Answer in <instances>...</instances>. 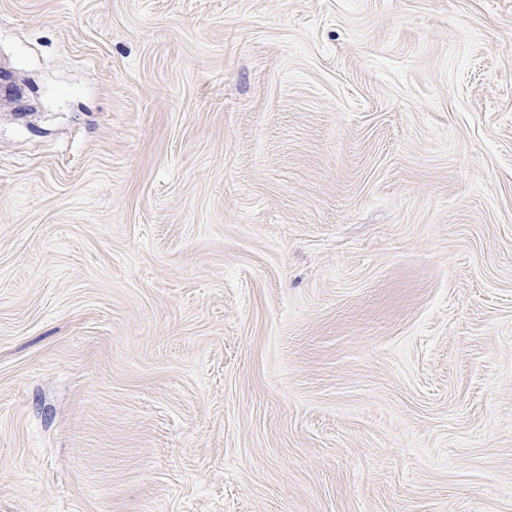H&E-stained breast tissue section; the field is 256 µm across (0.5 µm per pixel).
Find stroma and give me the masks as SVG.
Masks as SVG:
<instances>
[{"instance_id":"35a3bbf8","label":"stroma","mask_w":512,"mask_h":512,"mask_svg":"<svg viewBox=\"0 0 512 512\" xmlns=\"http://www.w3.org/2000/svg\"><path fill=\"white\" fill-rule=\"evenodd\" d=\"M0 512H512V0H0Z\"/></svg>"}]
</instances>
